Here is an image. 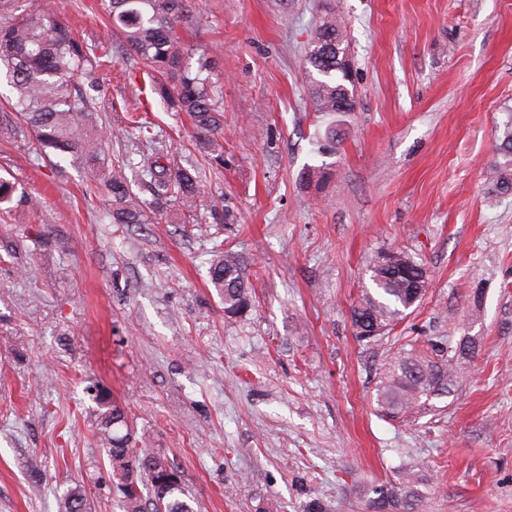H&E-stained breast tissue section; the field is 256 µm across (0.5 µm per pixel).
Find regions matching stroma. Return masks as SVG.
Returning a JSON list of instances; mask_svg holds the SVG:
<instances>
[{
    "label": "stroma",
    "mask_w": 512,
    "mask_h": 512,
    "mask_svg": "<svg viewBox=\"0 0 512 512\" xmlns=\"http://www.w3.org/2000/svg\"><path fill=\"white\" fill-rule=\"evenodd\" d=\"M77 39L112 48L90 95L104 163L151 148L195 168L198 221L177 209L115 224L79 163L0 133V512H60L105 486L95 395L138 445L179 467L197 512H367L414 473L418 512H512V194L483 174L512 110V0H333L347 25L353 111L335 154L305 79L324 0H196L182 51L216 52L222 160L188 116L139 92L101 0H54ZM147 114L150 138L129 123ZM239 254L253 305L228 319L212 252ZM426 265L423 299L382 336L351 310L376 251ZM447 385L401 414L376 402L410 352L456 354ZM38 459L41 484L30 482Z\"/></svg>",
    "instance_id": "35a3bbf8"
}]
</instances>
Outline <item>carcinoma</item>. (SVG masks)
Here are the masks:
<instances>
[{
  "instance_id": "obj_1",
  "label": "carcinoma",
  "mask_w": 512,
  "mask_h": 512,
  "mask_svg": "<svg viewBox=\"0 0 512 512\" xmlns=\"http://www.w3.org/2000/svg\"><path fill=\"white\" fill-rule=\"evenodd\" d=\"M112 28L124 40L126 51L151 76V90L177 112L189 115L197 138L213 153L222 150L216 138L222 114L214 98L212 75L216 57L206 53L197 66L183 65L175 29L192 11L190 0H107ZM348 54L347 35L336 11L331 9L315 27L307 51V79L315 110L336 115L343 102L354 110L349 71L336 56ZM109 52L101 45L75 38L69 26L46 4L0 24V76L13 93L11 111L31 129L43 150L59 157H72L83 166L87 180L101 185L111 198L112 223L142 224L147 211L157 212L167 204L189 213L197 209L201 187L197 176L175 165H165L158 156L142 159L153 200L146 202L134 192L124 166L104 169L101 141L97 134L93 100L80 83L109 66ZM497 159L489 170V183L502 193L512 192V110L496 129ZM381 252L369 262L371 280L378 296L366 295L351 310L356 336L378 327L387 330L413 307V290L428 288L425 264L405 251L397 258L408 260L405 272L394 276L379 264ZM210 282L224 302V316L233 318L250 310L253 302L238 254L217 251L210 265ZM451 361H434L410 354L388 367L377 389L378 405L387 412L406 409L448 380ZM97 435L112 476V492L120 498L123 512H145L143 491H148L151 512H193L183 487L181 471L160 452L136 447L128 416L108 400H98ZM369 512H414V489L377 485L370 489ZM64 512H91L85 495L73 490L63 499Z\"/></svg>"
}]
</instances>
